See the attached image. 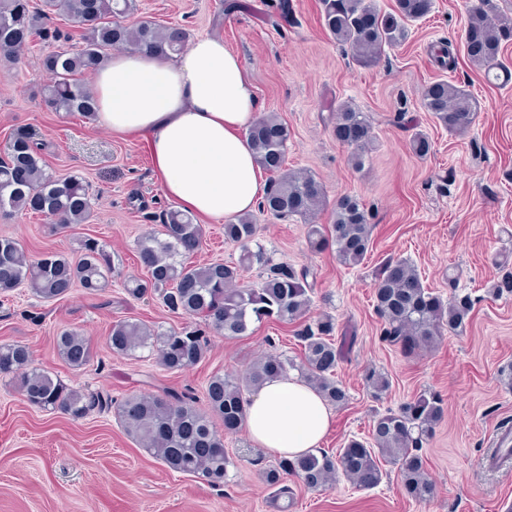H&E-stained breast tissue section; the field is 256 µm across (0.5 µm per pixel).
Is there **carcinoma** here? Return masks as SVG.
<instances>
[{"label":"carcinoma","instance_id":"1","mask_svg":"<svg viewBox=\"0 0 512 512\" xmlns=\"http://www.w3.org/2000/svg\"><path fill=\"white\" fill-rule=\"evenodd\" d=\"M432 8L433 0H395L388 12L379 9L375 0H323L322 20L331 36L349 46L357 63L373 66L384 48L402 45L409 38V24L425 18ZM492 9L491 0H477L468 10L463 34L467 59L488 72L504 68L500 51L512 39V19L494 24L489 21ZM134 10L136 0H44L43 9L35 12L30 11L29 0H0V58L17 59L35 34L55 42L72 39L69 33L47 26L56 16L78 24L81 49L55 51L41 58V67L50 77L41 97L53 112H77L92 120L98 112L97 101L86 88L84 75L101 68L112 46L125 45L132 52L158 58L177 54L186 46L188 33L183 28L152 22L124 25L123 19ZM421 100L423 108L455 134L469 130L477 110L466 90L444 79L426 86ZM333 136L353 149L351 160L356 167L362 165L364 153L374 142L369 117L349 104L336 112ZM248 137L258 164L271 173L259 211L278 219H303L311 249L320 251L333 245L343 265H359L369 252L373 231L369 212L360 199L354 195L339 197L333 205V223H315L312 216L325 203L324 189L308 171L283 172L287 128L275 116H263L250 128ZM90 209L87 186L76 178L56 179L47 174L42 146L31 129L26 125L13 128L6 158L0 160V212L41 214L66 228L84 223ZM159 220L162 230L138 242V261L145 277L125 279L124 290L134 299L153 293L168 311L200 318L206 329L186 326L163 330L132 319L119 320L112 324L108 336L112 353L147 349L165 370L182 372L206 358L208 329L227 337H243L250 334L255 322L295 321L308 311L314 273L308 267L271 264L261 246L251 248L256 236L252 214L237 215L224 224V239L240 245L238 261L202 266L185 262L202 247L201 225L173 207L163 209ZM80 251L76 262L58 252L30 260L15 239L0 237V293L27 286L41 299L54 301L78 286L90 293L102 290L105 273L120 265L119 257L93 238L82 240ZM255 263L266 266L260 287H233L240 272ZM448 287L453 292L445 300L423 285L408 260H385L375 289V309L384 322V336L411 353L445 331L463 332L474 302L470 295L454 291V278H448ZM335 332L336 319L324 315L301 330V361L270 355L254 362L241 377L212 375L205 387L204 409L196 407L197 398L190 391H166L161 395H129L116 402L117 415L126 433L170 470L219 486L233 461L224 451V436L218 427L228 434L239 432L248 394L264 382L293 370L328 405H340L347 399L334 372L354 337L345 335L337 342ZM55 347L74 371L84 369L95 356L90 340L74 330L56 336ZM32 363L28 346L0 345V374L15 376L29 404L80 420L102 403L99 395L69 387ZM441 419L439 399L421 395L397 412L375 416L369 441L350 439L334 455L321 451L280 458L265 471V481L285 495L291 489L281 482L288 475L314 488L339 472L356 487L372 489L383 478L381 462L385 461L397 466V477L408 496L427 500L434 494V485L426 476L425 460L418 449Z\"/></svg>","mask_w":512,"mask_h":512}]
</instances>
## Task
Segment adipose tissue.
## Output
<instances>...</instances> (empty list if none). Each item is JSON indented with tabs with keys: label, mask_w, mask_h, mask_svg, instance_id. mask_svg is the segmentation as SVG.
I'll return each mask as SVG.
<instances>
[{
	"label": "adipose tissue",
	"mask_w": 512,
	"mask_h": 512,
	"mask_svg": "<svg viewBox=\"0 0 512 512\" xmlns=\"http://www.w3.org/2000/svg\"><path fill=\"white\" fill-rule=\"evenodd\" d=\"M99 117L113 131L148 140L164 194L192 216L254 210L267 184L248 130L262 111L239 55L201 35L168 59L113 57L98 74ZM332 412L298 374L267 381L247 406L246 428L267 453L292 458L318 447Z\"/></svg>",
	"instance_id": "obj_1"
}]
</instances>
